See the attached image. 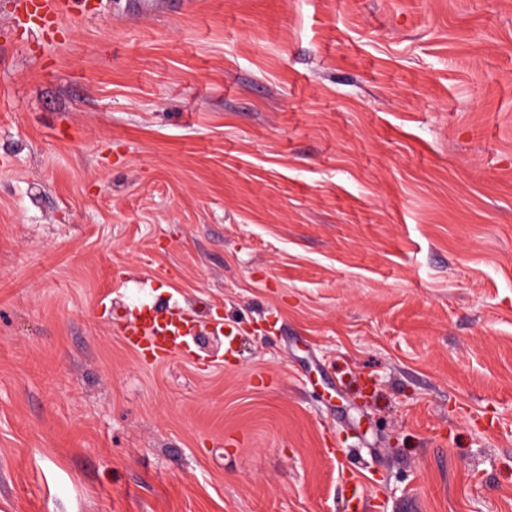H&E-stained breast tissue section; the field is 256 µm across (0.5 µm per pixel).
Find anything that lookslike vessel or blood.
Wrapping results in <instances>:
<instances>
[{"mask_svg": "<svg viewBox=\"0 0 512 512\" xmlns=\"http://www.w3.org/2000/svg\"><path fill=\"white\" fill-rule=\"evenodd\" d=\"M70 2L71 0H26L25 9L30 18V27L44 34L55 32ZM186 329V320L182 315L149 309L135 315L126 341L137 352L160 359L172 352Z\"/></svg>", "mask_w": 512, "mask_h": 512, "instance_id": "obj_1", "label": "vessel or blood"}]
</instances>
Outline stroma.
<instances>
[{
    "mask_svg": "<svg viewBox=\"0 0 512 512\" xmlns=\"http://www.w3.org/2000/svg\"><path fill=\"white\" fill-rule=\"evenodd\" d=\"M16 2L0 512H512V0ZM72 0H26L24 6L30 18V28L43 35L53 33L61 23ZM149 309L140 311L128 328L125 337L138 353L145 352L154 359L169 355L178 340L185 335L187 324L185 318L177 312Z\"/></svg>",
    "mask_w": 512,
    "mask_h": 512,
    "instance_id": "1",
    "label": "stroma"
}]
</instances>
